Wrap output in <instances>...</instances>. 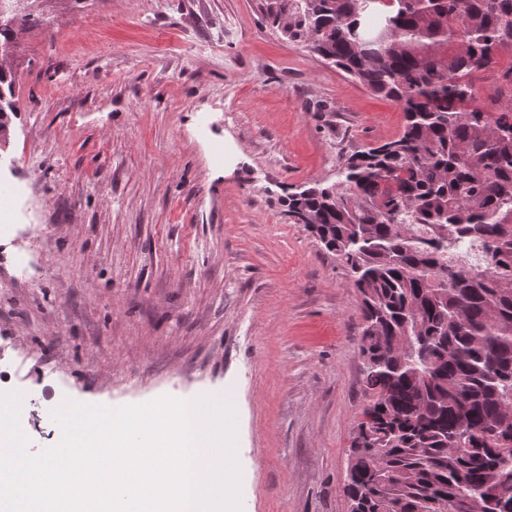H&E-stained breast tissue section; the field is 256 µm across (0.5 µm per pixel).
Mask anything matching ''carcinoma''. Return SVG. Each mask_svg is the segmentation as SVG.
Listing matches in <instances>:
<instances>
[{"mask_svg":"<svg viewBox=\"0 0 512 512\" xmlns=\"http://www.w3.org/2000/svg\"><path fill=\"white\" fill-rule=\"evenodd\" d=\"M283 36L404 115L336 182L286 193L359 293L370 403L354 429L349 512H512V0H264ZM512 62L511 51L505 50L500 53L498 63L491 70H482L476 74L474 79L475 92L480 99H486L497 86L498 71H503L510 66Z\"/></svg>","mask_w":512,"mask_h":512,"instance_id":"1","label":"carcinoma"}]
</instances>
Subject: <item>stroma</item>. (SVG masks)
Instances as JSON below:
<instances>
[{"label": "stroma", "instance_id": "35a3bbf8", "mask_svg": "<svg viewBox=\"0 0 512 512\" xmlns=\"http://www.w3.org/2000/svg\"><path fill=\"white\" fill-rule=\"evenodd\" d=\"M5 9L18 112L0 185L29 197L25 232L0 238V352L25 357L30 452L59 442L67 399L220 391L241 512H348L360 302L281 198L398 137L400 107L284 37L261 0Z\"/></svg>", "mask_w": 512, "mask_h": 512}]
</instances>
